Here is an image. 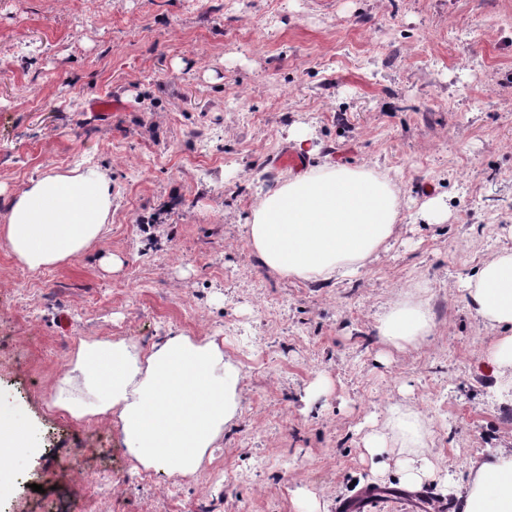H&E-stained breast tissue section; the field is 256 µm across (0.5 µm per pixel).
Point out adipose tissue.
Instances as JSON below:
<instances>
[{
	"label": "adipose tissue",
	"instance_id": "adipose-tissue-1",
	"mask_svg": "<svg viewBox=\"0 0 512 512\" xmlns=\"http://www.w3.org/2000/svg\"><path fill=\"white\" fill-rule=\"evenodd\" d=\"M407 198L397 177L368 165L324 162L261 189L247 223L248 241L268 270L324 283L358 276L402 222ZM112 213V184L87 167L48 174L13 194L0 240L30 271L66 263L102 236ZM469 308L494 334L486 360L497 383L512 384V247L483 261L465 284ZM380 342L404 352L434 335L426 304L402 298L377 320ZM243 375L216 337L182 333L150 348L126 338L81 341L53 388L55 406L77 420L120 427L134 468L170 477L196 473L242 409ZM429 429L413 407L395 404L382 429L362 439L377 474L396 470L410 491L435 482L459 500L460 512H512V448L469 459L462 484L448 480L428 451ZM19 408L0 403V481L4 467L31 448Z\"/></svg>",
	"mask_w": 512,
	"mask_h": 512
}]
</instances>
